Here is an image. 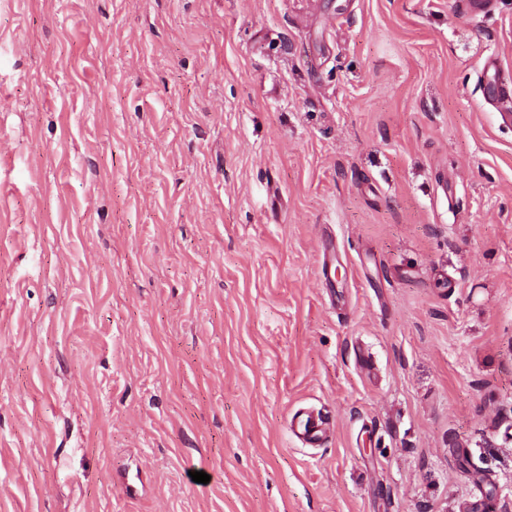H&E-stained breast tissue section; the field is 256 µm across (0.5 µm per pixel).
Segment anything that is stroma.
I'll list each match as a JSON object with an SVG mask.
<instances>
[{
  "label": "stroma",
  "mask_w": 512,
  "mask_h": 512,
  "mask_svg": "<svg viewBox=\"0 0 512 512\" xmlns=\"http://www.w3.org/2000/svg\"><path fill=\"white\" fill-rule=\"evenodd\" d=\"M491 56L512 0H0V512L512 508ZM298 427L304 440L309 443L320 442L328 431L326 422L320 418L315 419L310 414L298 421Z\"/></svg>",
  "instance_id": "1"
}]
</instances>
